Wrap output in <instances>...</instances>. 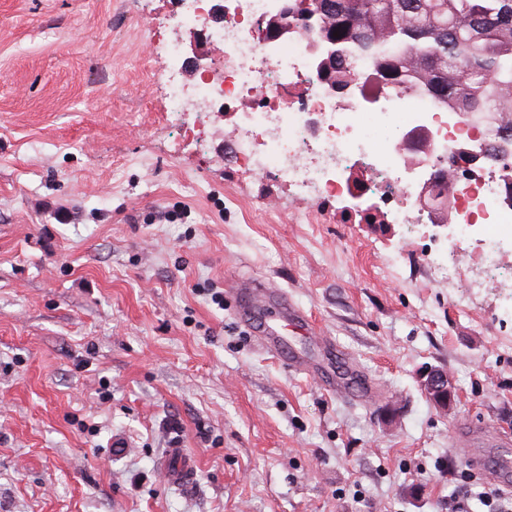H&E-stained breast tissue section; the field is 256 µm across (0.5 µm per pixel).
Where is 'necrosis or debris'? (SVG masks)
<instances>
[{
  "label": "necrosis or debris",
  "mask_w": 512,
  "mask_h": 512,
  "mask_svg": "<svg viewBox=\"0 0 512 512\" xmlns=\"http://www.w3.org/2000/svg\"><path fill=\"white\" fill-rule=\"evenodd\" d=\"M272 2L227 0L231 18L219 26L205 24L209 0H198L177 18L185 30L206 28L220 57L187 85L178 78L181 46L169 44V112L200 120L211 103L250 101L240 116L236 154L254 172L288 184L300 198L343 204L357 194L378 196L390 224L433 223L434 212L418 205L424 191L418 168L434 174L460 146L479 153L494 146L505 115L455 112L419 92L384 94L370 85L354 95L331 96L313 75L303 41H265L254 20ZM423 128L431 130V140L409 146V136ZM355 170L362 175L357 187L351 183ZM511 193L512 165L454 174L444 270L449 287L470 295L488 286L512 291V276L492 277L505 247L512 246V205L506 201Z\"/></svg>",
  "instance_id": "obj_1"
}]
</instances>
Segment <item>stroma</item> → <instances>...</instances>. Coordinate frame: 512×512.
I'll use <instances>...</instances> for the list:
<instances>
[{"mask_svg":"<svg viewBox=\"0 0 512 512\" xmlns=\"http://www.w3.org/2000/svg\"><path fill=\"white\" fill-rule=\"evenodd\" d=\"M177 6L0 0V512H448L465 491L486 512L499 446L448 462L464 424L512 433V301L459 298L427 226L249 171L231 115L180 129L158 75ZM173 204L190 216L148 223ZM237 278L286 291L374 400L262 349L211 299ZM419 382L434 407L443 413L453 408L455 403L453 382L446 369L427 368L421 372Z\"/></svg>","mask_w":512,"mask_h":512,"instance_id":"1","label":"stroma"}]
</instances>
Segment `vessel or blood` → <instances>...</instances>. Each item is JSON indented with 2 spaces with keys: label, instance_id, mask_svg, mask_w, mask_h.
<instances>
[{
  "label": "vessel or blood",
  "instance_id": "1",
  "mask_svg": "<svg viewBox=\"0 0 512 512\" xmlns=\"http://www.w3.org/2000/svg\"><path fill=\"white\" fill-rule=\"evenodd\" d=\"M227 293L240 323L267 347L284 353L292 370L316 379L328 395L373 398L372 388L356 373H336L330 361L336 352L334 345L319 335L311 318L291 303L286 293L259 281L243 279L233 280ZM291 332L313 336L315 344L323 349V359L317 361L304 351L290 349L286 336ZM482 435L479 426L467 424L461 427L455 443L457 453L471 461L479 460L480 451L475 444Z\"/></svg>",
  "mask_w": 512,
  "mask_h": 512
}]
</instances>
